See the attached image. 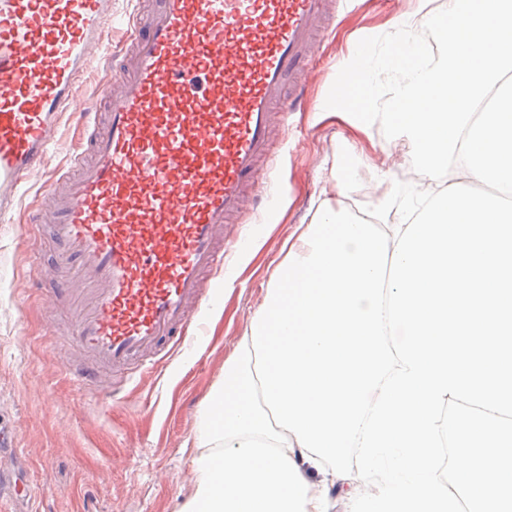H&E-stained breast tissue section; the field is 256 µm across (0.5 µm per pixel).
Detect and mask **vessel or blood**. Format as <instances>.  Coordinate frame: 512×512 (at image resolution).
<instances>
[{"label":"vessel or blood","instance_id":"1","mask_svg":"<svg viewBox=\"0 0 512 512\" xmlns=\"http://www.w3.org/2000/svg\"><path fill=\"white\" fill-rule=\"evenodd\" d=\"M112 0H0V222L39 176L99 53ZM86 147L46 181L59 250L36 263L74 374L118 387L211 303L224 240L247 211L274 125L306 106L301 76L329 0H143Z\"/></svg>","mask_w":512,"mask_h":512}]
</instances>
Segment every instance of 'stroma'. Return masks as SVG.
Here are the masks:
<instances>
[{"label":"stroma","mask_w":512,"mask_h":512,"mask_svg":"<svg viewBox=\"0 0 512 512\" xmlns=\"http://www.w3.org/2000/svg\"><path fill=\"white\" fill-rule=\"evenodd\" d=\"M136 7V0H112L104 35L109 53L80 79V102L89 110L103 107L109 54L122 47V28ZM417 7V0H347L338 7L333 33L307 73L312 105L275 129L277 152L263 163L276 207L246 212L235 224V242L224 247L226 273L215 278L218 297L197 315L205 336L161 352L117 397L88 391L52 345L45 291L33 274L36 259L51 253L44 229L28 222L43 182L25 187L13 223H0V428L13 437L11 447L0 446V457L18 480L0 496V512H179L194 492V438L204 403L262 305L285 243L311 222L315 201L328 198L335 208L357 212L385 196L383 176L420 180L407 148L386 138L380 125L364 134L325 107L352 47L386 34L395 17ZM78 128L76 113L60 116L45 174L69 170ZM342 173L351 186L344 197L336 190Z\"/></svg>","instance_id":"stroma-1"}]
</instances>
